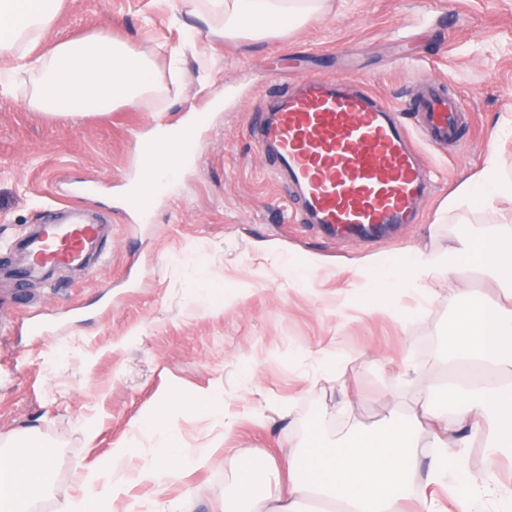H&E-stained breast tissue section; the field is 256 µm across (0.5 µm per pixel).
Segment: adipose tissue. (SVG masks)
Returning a JSON list of instances; mask_svg holds the SVG:
<instances>
[{
  "instance_id": "obj_1",
  "label": "adipose tissue",
  "mask_w": 512,
  "mask_h": 512,
  "mask_svg": "<svg viewBox=\"0 0 512 512\" xmlns=\"http://www.w3.org/2000/svg\"><path fill=\"white\" fill-rule=\"evenodd\" d=\"M63 0H0V95L24 89L26 106L37 112L77 117L90 105L134 108L149 96L167 91L154 59L133 43L88 35L55 44L50 53L34 56L60 11ZM331 7L330 0H193L190 17L208 22L223 18L221 35L258 42L287 34ZM512 198V180L497 175L495 160L464 182L448 202L489 207ZM494 276L505 305L488 309L479 303L458 308L452 335L450 365L466 362L486 372L466 394L416 392L419 414H395L384 435L361 436L357 447L327 450L311 446L289 456L286 489L267 490L254 473L252 456H241L236 473V499L228 512H302L314 500L333 512H435L426 486L417 480L428 468L429 484L443 485L461 507L490 503L497 512H512V487L504 484L495 461L512 455V231H490L483 239H456L447 253L435 257L409 250L402 262H372L365 273L369 288L417 285L427 277H444L464 260ZM435 422L436 451L423 457L416 440L421 421ZM488 441L491 463L468 474L460 449ZM11 480L0 484V505L8 512H29L36 493L53 484L55 469L46 451L27 450L4 456L0 470Z\"/></svg>"
}]
</instances>
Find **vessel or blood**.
I'll list each match as a JSON object with an SVG mask.
<instances>
[{
    "instance_id": "vessel-or-blood-1",
    "label": "vessel or blood",
    "mask_w": 512,
    "mask_h": 512,
    "mask_svg": "<svg viewBox=\"0 0 512 512\" xmlns=\"http://www.w3.org/2000/svg\"><path fill=\"white\" fill-rule=\"evenodd\" d=\"M457 100L428 86L408 109L354 82L307 76L270 97L253 133L275 174L300 192L303 211L332 236L366 239L419 221L429 196L428 165L414 140H453ZM59 220L30 226L16 242L15 282L49 280L56 269L90 273L106 262L103 225L81 207L61 206Z\"/></svg>"
}]
</instances>
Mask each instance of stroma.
<instances>
[{"label": "stroma", "mask_w": 512, "mask_h": 512, "mask_svg": "<svg viewBox=\"0 0 512 512\" xmlns=\"http://www.w3.org/2000/svg\"><path fill=\"white\" fill-rule=\"evenodd\" d=\"M333 12L260 42L219 38L205 24L185 36L180 0H65L38 53L104 34L153 53L183 48L179 92L141 106L91 105L72 118L0 97V260L5 242L80 204L108 223L104 269L32 282L17 305L0 283V451L35 440L56 470L31 512L99 493L118 449H128V492L110 512H160L187 495L193 512H224L241 454L268 463L270 483L291 447L339 444L356 425L382 430L413 409L418 390L448 378L457 308L495 306L490 276L463 265L453 279L368 291L374 259L412 247L438 256L457 237L512 228V201L448 210L460 185L495 158L512 178V0H335ZM340 76L405 108L431 79L460 101L457 140L424 143L432 195L419 223L360 242L327 238L302 221L296 194L277 179L250 133L266 92L305 76ZM203 124L189 157L159 195L134 201L136 143L154 124ZM94 181V195L76 194ZM317 258L309 283L284 274ZM47 326L33 335L18 310ZM207 398L211 411L178 413ZM176 409L183 459L164 468L151 417Z\"/></svg>", "instance_id": "1"}]
</instances>
